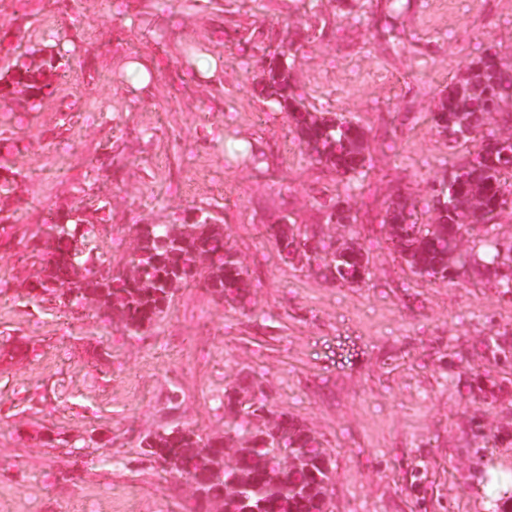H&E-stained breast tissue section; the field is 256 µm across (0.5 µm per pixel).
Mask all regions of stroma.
Returning a JSON list of instances; mask_svg holds the SVG:
<instances>
[{
  "mask_svg": "<svg viewBox=\"0 0 512 512\" xmlns=\"http://www.w3.org/2000/svg\"><path fill=\"white\" fill-rule=\"evenodd\" d=\"M178 18L154 0H0L12 56L69 58L54 98L13 107L14 194L0 198V512H188L190 482L130 466L140 434L172 421L223 433L226 388L265 393L303 421L332 461V512H494L489 470L512 471V402L476 388L485 341L512 347V300L479 275L434 281L395 260L382 218L420 202L478 141L449 148L431 121L440 90L484 49L512 62V0H195ZM298 44L295 93L364 126L358 189L288 134L252 89L256 34ZM341 194L355 221H325ZM108 220L90 246L126 267L141 224L202 210L248 270L243 302L181 288L145 335L30 285L25 254L49 214ZM294 224L357 231L371 280L339 286L281 261L268 239ZM179 390L171 409L167 395ZM483 424L475 438L472 419ZM82 440L52 448L57 433Z\"/></svg>",
  "mask_w": 512,
  "mask_h": 512,
  "instance_id": "obj_1",
  "label": "stroma"
}]
</instances>
